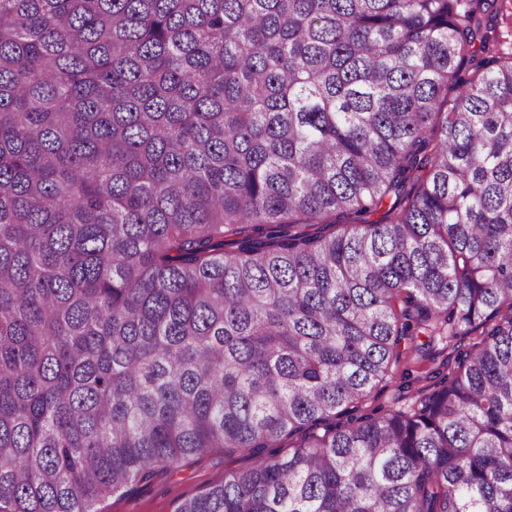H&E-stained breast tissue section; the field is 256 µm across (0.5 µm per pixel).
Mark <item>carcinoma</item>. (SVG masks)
Masks as SVG:
<instances>
[{"instance_id": "carcinoma-1", "label": "carcinoma", "mask_w": 512, "mask_h": 512, "mask_svg": "<svg viewBox=\"0 0 512 512\" xmlns=\"http://www.w3.org/2000/svg\"><path fill=\"white\" fill-rule=\"evenodd\" d=\"M497 2L0 0V512H512ZM444 347V340H442L440 336H437L430 346L431 357L435 359V363L429 360L421 362L415 358L402 362L395 370V378L387 382V384H380L369 396L366 404L367 409L386 408L392 405H394V407L404 406L406 401L398 399L399 393L402 396H408L414 393L418 388L433 382L426 377L430 376L431 372L437 368L438 363L445 358L447 352L444 350ZM403 369H409L408 372H410L411 375L407 379L411 380L412 384L410 389L400 391L398 385L402 381V375L407 372H403ZM248 452L232 456L224 452L195 457L181 468L158 474L151 481L132 489H124L96 502L97 512H174L178 503L220 484L224 473L246 468L251 463Z\"/></svg>"}]
</instances>
